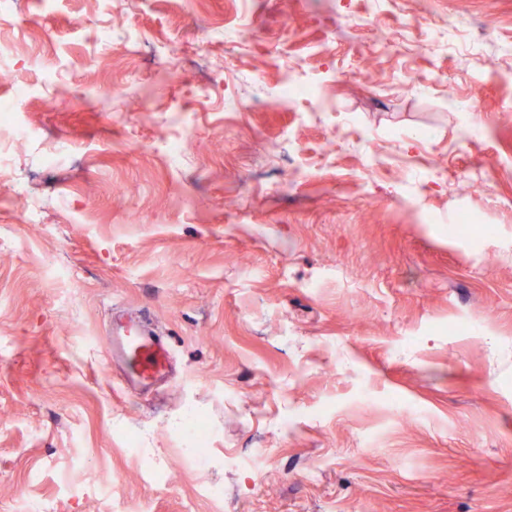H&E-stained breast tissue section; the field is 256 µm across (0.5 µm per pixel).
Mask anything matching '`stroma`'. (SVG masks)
Returning <instances> with one entry per match:
<instances>
[{"label":"stroma","mask_w":512,"mask_h":512,"mask_svg":"<svg viewBox=\"0 0 512 512\" xmlns=\"http://www.w3.org/2000/svg\"><path fill=\"white\" fill-rule=\"evenodd\" d=\"M3 50L0 512H512V0H8ZM110 335L106 342L109 358L129 367L121 384L126 391L146 385L171 366L169 342L145 325L139 313L115 314ZM178 431L186 445V448H183L185 458L196 466L206 462L210 430L195 408L189 407L184 411L178 421ZM191 448H203V450L194 451Z\"/></svg>","instance_id":"1"}]
</instances>
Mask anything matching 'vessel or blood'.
I'll return each instance as SVG.
<instances>
[{
  "label": "vessel or blood",
  "instance_id": "1",
  "mask_svg": "<svg viewBox=\"0 0 512 512\" xmlns=\"http://www.w3.org/2000/svg\"><path fill=\"white\" fill-rule=\"evenodd\" d=\"M106 350L110 359L121 360L128 366L122 382L128 391L164 374L172 361L169 342L145 325L143 317L137 313L115 314Z\"/></svg>",
  "mask_w": 512,
  "mask_h": 512
}]
</instances>
